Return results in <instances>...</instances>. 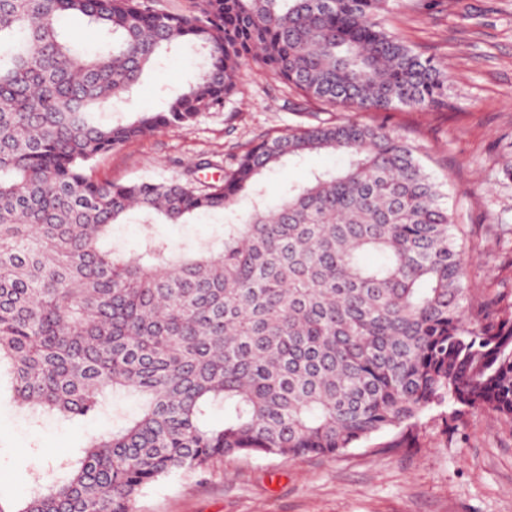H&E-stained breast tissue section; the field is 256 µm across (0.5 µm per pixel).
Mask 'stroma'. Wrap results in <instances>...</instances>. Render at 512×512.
<instances>
[{"mask_svg":"<svg viewBox=\"0 0 512 512\" xmlns=\"http://www.w3.org/2000/svg\"><path fill=\"white\" fill-rule=\"evenodd\" d=\"M391 0L389 29L448 67L443 105L429 111L396 109L370 118L423 152L427 172L443 183L456 213L457 235L472 255L473 306L512 297V0ZM202 57L186 49L161 54L157 72L144 74L136 111L160 110L199 72ZM238 91L220 109L189 126L169 128L98 157L91 173L118 183L186 179L197 162L204 182L260 138L299 122L288 88L272 73L243 63ZM313 153L262 180L277 204L289 184L341 165ZM223 214L189 224H161L171 247L221 235ZM126 396L89 420L20 411L0 391V499L22 508L29 488L59 455H77L89 439L129 416ZM134 512H512V424L487 410L462 417L451 406L426 411L416 429H391L337 457L282 459L238 455L192 475H176L144 490Z\"/></svg>","mask_w":512,"mask_h":512,"instance_id":"35a3bbf8","label":"stroma"}]
</instances>
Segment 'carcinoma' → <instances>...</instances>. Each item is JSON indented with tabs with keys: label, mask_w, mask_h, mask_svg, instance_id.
<instances>
[{
	"label": "carcinoma",
	"mask_w": 512,
	"mask_h": 512,
	"mask_svg": "<svg viewBox=\"0 0 512 512\" xmlns=\"http://www.w3.org/2000/svg\"><path fill=\"white\" fill-rule=\"evenodd\" d=\"M389 2L195 0L176 14L156 0H0V375L35 418H91L108 390L139 402L18 512H132L148 486L226 456L334 457L448 403L512 422V300L467 308L470 256L441 185L385 126L314 113L209 185L87 173L224 106L243 59L325 106L433 107L447 72L385 28ZM66 17L98 49H77ZM182 46L205 64L162 110L96 121ZM312 153L347 164L268 205L263 174ZM216 212L213 244L176 251L153 231ZM131 214L139 247L104 248Z\"/></svg>",
	"instance_id": "carcinoma-1"
}]
</instances>
